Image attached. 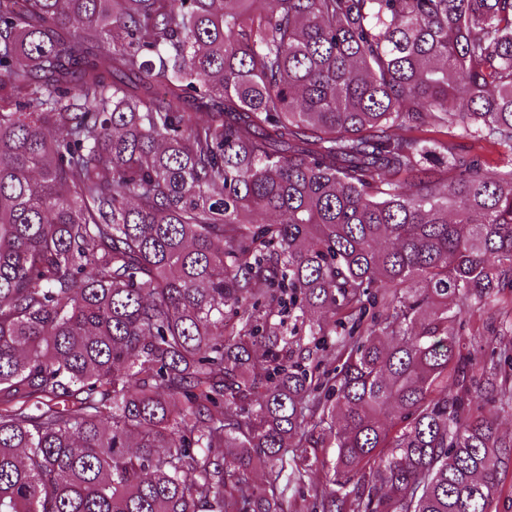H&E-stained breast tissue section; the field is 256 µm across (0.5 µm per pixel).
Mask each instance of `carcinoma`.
<instances>
[{
	"label": "carcinoma",
	"mask_w": 512,
	"mask_h": 512,
	"mask_svg": "<svg viewBox=\"0 0 512 512\" xmlns=\"http://www.w3.org/2000/svg\"><path fill=\"white\" fill-rule=\"evenodd\" d=\"M505 294L512 0H0V512H497ZM510 296L505 295L503 302L495 307L481 310H473L462 314L463 329L462 335L465 343L470 349L477 351V355L482 359H489L492 354L497 352L500 347V336L507 333L510 336ZM509 315V317H508ZM311 450V449H310ZM315 459L313 452H310L308 463L313 470L312 482L306 484L299 492H289L284 498L285 512H307L305 506L314 501L315 497L329 485L333 478L330 463L333 460L334 449L318 448Z\"/></svg>",
	"instance_id": "carcinoma-1"
}]
</instances>
